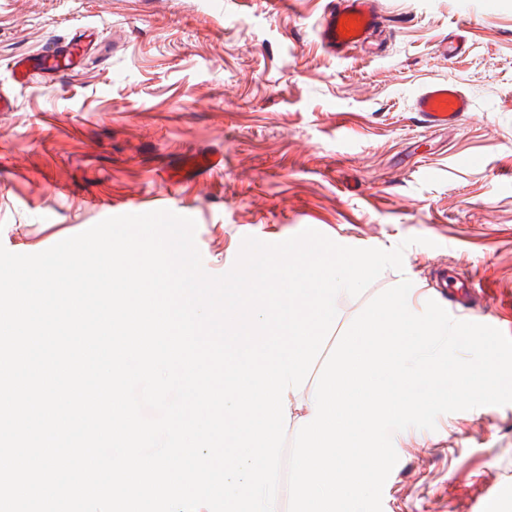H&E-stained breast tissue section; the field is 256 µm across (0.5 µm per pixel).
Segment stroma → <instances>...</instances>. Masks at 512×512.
<instances>
[{"label": "stroma", "mask_w": 512, "mask_h": 512, "mask_svg": "<svg viewBox=\"0 0 512 512\" xmlns=\"http://www.w3.org/2000/svg\"><path fill=\"white\" fill-rule=\"evenodd\" d=\"M380 32L340 60L315 33L323 0H0V245L44 251L131 203L196 222L204 270L247 236L312 228L390 250L454 319L512 337V0H388ZM467 38L452 60L438 47ZM71 37L82 68L15 86L11 57ZM450 78L474 108L430 130L411 110ZM220 154L201 175L191 164ZM483 297L435 292L441 269ZM383 512H512V404L395 433Z\"/></svg>", "instance_id": "obj_1"}]
</instances>
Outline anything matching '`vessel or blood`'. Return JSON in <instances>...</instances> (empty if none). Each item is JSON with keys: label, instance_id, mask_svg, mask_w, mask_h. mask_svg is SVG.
I'll use <instances>...</instances> for the list:
<instances>
[{"label": "vessel or blood", "instance_id": "1", "mask_svg": "<svg viewBox=\"0 0 512 512\" xmlns=\"http://www.w3.org/2000/svg\"><path fill=\"white\" fill-rule=\"evenodd\" d=\"M386 12L384 0H328L317 29L323 48L336 56L348 52L371 39L380 29ZM349 31H341V24ZM71 57L70 45H52L49 53H29L14 57L9 67L19 79L47 72V54ZM472 102L452 80L431 81L425 84L412 100V110L430 128L457 125L470 112Z\"/></svg>", "mask_w": 512, "mask_h": 512}]
</instances>
